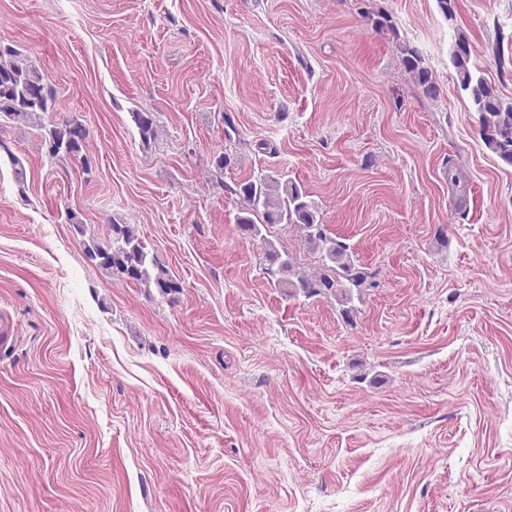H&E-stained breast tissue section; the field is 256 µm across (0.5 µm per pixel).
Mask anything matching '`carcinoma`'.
Instances as JSON below:
<instances>
[{"mask_svg": "<svg viewBox=\"0 0 512 512\" xmlns=\"http://www.w3.org/2000/svg\"><path fill=\"white\" fill-rule=\"evenodd\" d=\"M367 17L373 29L395 44L404 69L412 82L431 98L439 88L425 58L402 39L391 16L372 11ZM457 90L478 114L480 138L484 147L504 168H512V100L499 86L486 78L473 59L468 34L456 29L451 55ZM58 93L27 57L11 45L0 44V126L9 122L31 125L42 131V142L50 163L73 161L89 170L85 149L89 130L82 118L73 115L53 119ZM132 121L144 142L157 138V124L151 112H133ZM237 193L246 204L236 225L246 238L261 236L260 226L297 228L307 248L319 256L318 268L299 271L289 254H283L264 240L268 271L280 274L278 286L292 297L346 299L350 289L367 285V274L356 266L353 247L347 240L332 237L318 218L315 203L284 172L251 176L238 184ZM112 237L86 248V255L110 275H118L147 290L166 296L179 294L181 282L151 259L135 224L109 225Z\"/></svg>", "mask_w": 512, "mask_h": 512, "instance_id": "obj_1", "label": "carcinoma"}]
</instances>
